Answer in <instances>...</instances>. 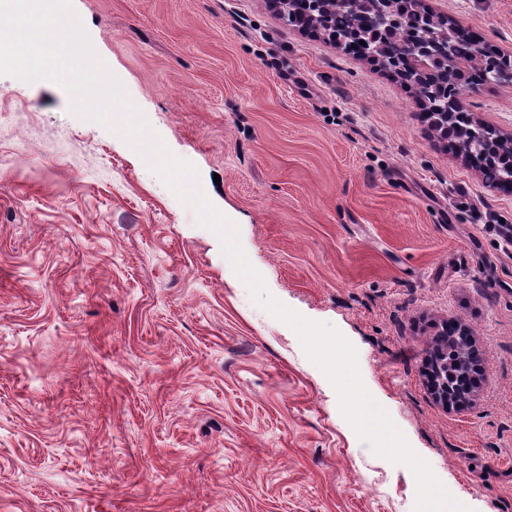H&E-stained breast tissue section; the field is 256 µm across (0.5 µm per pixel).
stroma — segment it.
<instances>
[{
    "label": "stroma",
    "mask_w": 512,
    "mask_h": 512,
    "mask_svg": "<svg viewBox=\"0 0 512 512\" xmlns=\"http://www.w3.org/2000/svg\"><path fill=\"white\" fill-rule=\"evenodd\" d=\"M512 55V0H422ZM150 126L0 74V512H414L296 331L179 193L238 225L266 291L357 350L361 379L470 512H512V194L455 156L413 89L267 0H71ZM512 136V80L464 96ZM194 167L170 189L149 144ZM466 326L461 411L425 357ZM448 324L445 326V330L440 337L436 338L435 341L429 346L428 354L426 357V363L429 365L430 362L435 361L436 357L447 355L448 362L446 363L448 370L445 372L447 378L444 377L441 370L438 368V373L429 370L428 375V387L434 398L446 409L457 410L462 409L470 405L472 398V390L469 389V393L466 397H454L448 394V378L452 379L454 374H458L459 371L451 367V361L456 358L457 343H448Z\"/></svg>",
    "instance_id": "obj_1"
}]
</instances>
